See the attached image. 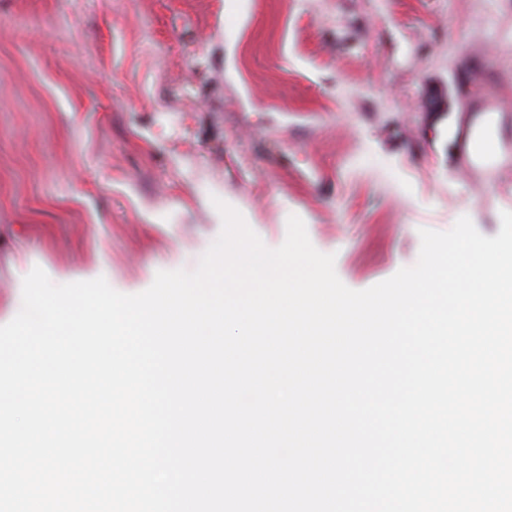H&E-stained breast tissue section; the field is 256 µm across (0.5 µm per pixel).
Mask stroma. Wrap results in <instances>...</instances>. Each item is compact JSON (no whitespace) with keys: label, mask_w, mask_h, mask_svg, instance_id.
<instances>
[{"label":"stroma","mask_w":512,"mask_h":512,"mask_svg":"<svg viewBox=\"0 0 512 512\" xmlns=\"http://www.w3.org/2000/svg\"><path fill=\"white\" fill-rule=\"evenodd\" d=\"M511 34L512 0H0V325L37 266L196 269L216 197L270 248L300 216L354 290L420 229L497 235L512 157L464 145L475 112L512 145Z\"/></svg>","instance_id":"1"}]
</instances>
